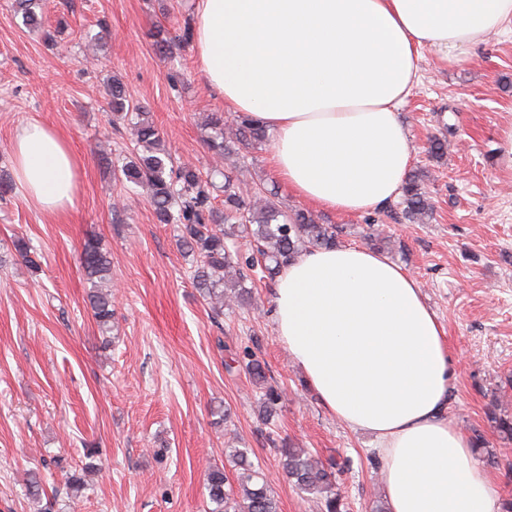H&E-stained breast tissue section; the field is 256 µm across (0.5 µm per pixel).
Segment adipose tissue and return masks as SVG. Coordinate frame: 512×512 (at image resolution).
Masks as SVG:
<instances>
[{
    "mask_svg": "<svg viewBox=\"0 0 512 512\" xmlns=\"http://www.w3.org/2000/svg\"><path fill=\"white\" fill-rule=\"evenodd\" d=\"M200 74L273 136L277 177L341 214L394 201L412 163L398 107L432 50L462 63L512 32V0H195ZM15 177L48 214L73 207L77 159L40 123L13 143ZM276 333L338 421L374 435L388 512H501L500 485L445 414L455 375L416 280L361 246L304 251L274 290Z\"/></svg>",
    "mask_w": 512,
    "mask_h": 512,
    "instance_id": "ef3b65f1",
    "label": "adipose tissue"
}]
</instances>
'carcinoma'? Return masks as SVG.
<instances>
[{
	"mask_svg": "<svg viewBox=\"0 0 512 512\" xmlns=\"http://www.w3.org/2000/svg\"><path fill=\"white\" fill-rule=\"evenodd\" d=\"M11 7L27 25L42 24L43 12L37 11L40 3L36 0H12ZM108 95L113 109L125 110L133 117L137 148L123 165L122 174L127 182L148 190L159 223L180 226L182 246L196 258L194 286L210 300L214 311H222L226 297L242 302L248 295L243 276H230L233 271H241L240 264L253 267L261 263L263 273L272 280L303 249L335 246V226L318 224L304 211L288 216L273 197H260L248 205L241 186L229 175L224 176V208L215 206L212 184L203 179L199 170L175 164L162 144L159 129L141 107L130 104L122 83L112 80ZM209 125L213 131L210 147L220 158L236 154L240 145L255 146L267 140L266 130L245 117L229 125L223 113L214 112ZM419 181L418 175L410 174L404 185V215L412 221L427 215L430 209ZM239 233L251 235L258 243V259L244 260L239 253L230 251L226 241ZM14 248L31 269H40L25 240H16ZM81 265L90 284L88 297L93 318L99 331L107 334L112 331L113 316L110 254L99 243L89 240L81 253ZM278 402L279 394L268 387L263 394L262 420L267 422L274 416ZM278 454L284 474L301 493L310 496L317 512H343L335 475L320 457L292 446L278 449ZM232 460L241 469L236 489L224 469L211 466L207 471L210 512H279L277 499L261 473L248 463L247 453L234 449Z\"/></svg>",
	"mask_w": 512,
	"mask_h": 512,
	"instance_id": "cac0c4a2",
	"label": "carcinoma"
}]
</instances>
